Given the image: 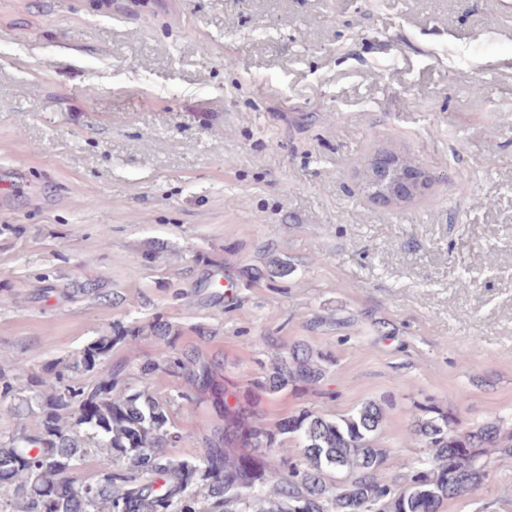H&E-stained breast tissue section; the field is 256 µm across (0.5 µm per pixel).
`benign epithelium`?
Masks as SVG:
<instances>
[{
	"instance_id": "7a95c632",
	"label": "benign epithelium",
	"mask_w": 512,
	"mask_h": 512,
	"mask_svg": "<svg viewBox=\"0 0 512 512\" xmlns=\"http://www.w3.org/2000/svg\"><path fill=\"white\" fill-rule=\"evenodd\" d=\"M368 178L372 197L388 204L412 199L428 185V173L423 168L406 166L393 154L373 160Z\"/></svg>"
}]
</instances>
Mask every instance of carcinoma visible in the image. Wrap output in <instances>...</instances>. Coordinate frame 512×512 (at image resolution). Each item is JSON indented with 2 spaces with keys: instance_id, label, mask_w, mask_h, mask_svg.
<instances>
[{
  "instance_id": "1",
  "label": "carcinoma",
  "mask_w": 512,
  "mask_h": 512,
  "mask_svg": "<svg viewBox=\"0 0 512 512\" xmlns=\"http://www.w3.org/2000/svg\"><path fill=\"white\" fill-rule=\"evenodd\" d=\"M146 331L163 349L141 364V386L127 381L123 363L90 386L73 382L96 371L112 345H130ZM178 335L159 318L147 330L119 323L41 377L20 359L13 376L0 372V402L26 383L39 388L41 403L38 413L16 405L14 416L24 424L0 440V495L12 497L8 512H438L444 501L486 484L482 459L489 449L512 456V430L502 420L465 428L456 413L430 403L410 431L426 456L399 487L382 477L390 450L378 442L385 420L379 403L331 418L304 408L266 423L259 395L316 389L332 365L327 354L263 336L279 352L260 376L241 384L219 377L215 359L177 349ZM158 371L184 381L176 396L150 392L148 379ZM175 404L215 413L197 456L169 452L183 441L170 418ZM290 442L302 457L271 464L272 451ZM99 452L116 466L78 477L85 458Z\"/></svg>"
}]
</instances>
